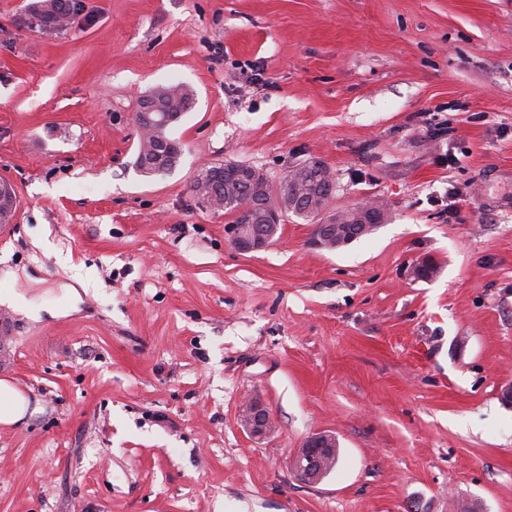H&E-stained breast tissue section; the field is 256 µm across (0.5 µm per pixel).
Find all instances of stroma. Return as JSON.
Segmentation results:
<instances>
[{
    "label": "stroma",
    "mask_w": 512,
    "mask_h": 512,
    "mask_svg": "<svg viewBox=\"0 0 512 512\" xmlns=\"http://www.w3.org/2000/svg\"><path fill=\"white\" fill-rule=\"evenodd\" d=\"M27 2L0 0V268L36 304L84 291L0 304V379L37 407L0 429V512H512V0H79L53 33ZM167 85L194 104L146 177L136 112ZM308 160L331 209L388 223L327 251L290 214L242 253L193 191ZM214 170L212 173L218 174V180L223 183L229 184H248L251 187V183L249 180V174H252V180L257 179V173L251 167L243 163L237 162H228L224 164L214 165ZM211 173V174H212ZM19 207V199L13 182L0 177V224H9ZM63 290L64 299L61 302L49 307H44L20 304L17 302L10 288H3L0 292V304H9L27 317L35 320L41 319L43 313H47L52 317L66 316L76 309L80 296L78 289L74 286H67V288ZM241 424L253 438L264 437L274 426L268 410L256 401L245 404L241 414ZM334 451L338 457L334 435L328 433L312 435L294 455L293 470L303 482L317 483L329 474V472L325 473L322 466L323 457Z\"/></svg>",
    "instance_id": "stroma-1"
}]
</instances>
